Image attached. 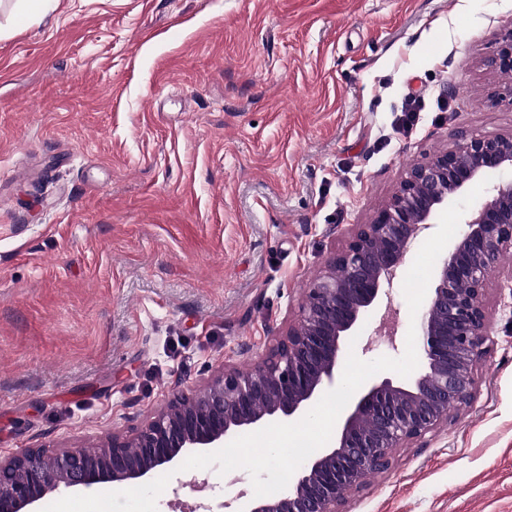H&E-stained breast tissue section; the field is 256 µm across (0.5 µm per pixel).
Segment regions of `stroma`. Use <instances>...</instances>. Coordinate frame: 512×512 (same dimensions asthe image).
<instances>
[{"label":"stroma","mask_w":512,"mask_h":512,"mask_svg":"<svg viewBox=\"0 0 512 512\" xmlns=\"http://www.w3.org/2000/svg\"><path fill=\"white\" fill-rule=\"evenodd\" d=\"M512 0H0V458L91 448L251 368L405 169L512 135L486 67ZM472 402L339 512H512V293ZM364 324L358 358L401 357ZM157 512H235L175 474Z\"/></svg>","instance_id":"35a3bbf8"}]
</instances>
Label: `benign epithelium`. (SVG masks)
<instances>
[{
    "mask_svg": "<svg viewBox=\"0 0 512 512\" xmlns=\"http://www.w3.org/2000/svg\"><path fill=\"white\" fill-rule=\"evenodd\" d=\"M489 67L512 74V35ZM508 169L512 136L468 132L453 149L411 166L386 204L330 258L268 356L247 371L224 370L199 396H174L134 436L114 435L84 457L26 448L1 460L0 512H37L39 501L60 489L138 484L183 451L221 448L230 437L304 416L334 384L346 342L368 316L379 317V330L394 338L391 303L382 294L448 201L485 173ZM461 224L433 272L420 323L423 370L356 391L334 443L311 455L280 494H240V512H337L347 493L389 466L395 449L447 422L448 409L471 403L477 365L488 352L487 287L512 251V180L492 184ZM131 448L138 457L129 455Z\"/></svg>",
    "mask_w": 512,
    "mask_h": 512,
    "instance_id": "benign-epithelium-1",
    "label": "benign epithelium"
}]
</instances>
